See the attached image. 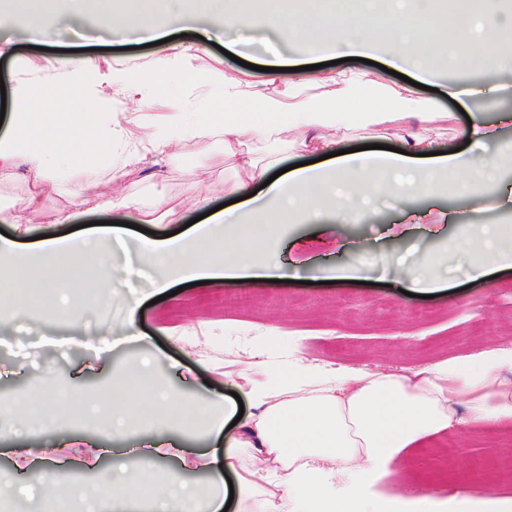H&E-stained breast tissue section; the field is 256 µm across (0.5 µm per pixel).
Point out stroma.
Returning a JSON list of instances; mask_svg holds the SVG:
<instances>
[{
    "instance_id": "obj_1",
    "label": "stroma",
    "mask_w": 512,
    "mask_h": 512,
    "mask_svg": "<svg viewBox=\"0 0 512 512\" xmlns=\"http://www.w3.org/2000/svg\"><path fill=\"white\" fill-rule=\"evenodd\" d=\"M62 0H35V10L56 16L57 25L33 39L26 28L0 32V83L6 102L20 94L47 100L49 111L77 112L79 123L68 136L78 146V158L56 185L35 184L24 169L0 170V230L17 241L68 234L57 223L62 211H75L85 187L98 183L102 192H119L134 201L130 210L84 214L82 224L124 221L127 239L135 227L147 223L156 237L181 229L204 212L195 203L200 180L213 183L211 206L235 199L241 172L224 146V138L203 133L182 142L178 160L147 154L137 168L113 180L108 157L97 155L87 139L98 123L96 107L69 97L64 85L77 80L89 94L111 98L118 122L132 119L139 138L152 136L169 113L194 112L207 122L210 112H240L244 106L225 101L220 93L225 78L240 81L246 91L274 95L291 80L288 72H262L269 59L271 29L253 30L250 43L240 45L239 60L224 53L233 38L220 21L194 16L189 0H154V13L167 17L178 38L155 46L131 41L121 44L99 29L87 28L85 11L66 9ZM203 31L193 41L191 30ZM194 45L191 75L167 74L165 93L143 82L156 61ZM123 71L126 86L113 92L108 83L113 71ZM443 118L428 123L425 133L437 150L466 148L458 131L467 119L452 99L434 91ZM300 130L286 131L279 139L256 134L245 148L256 158L278 159L280 167L314 160L303 150ZM41 189L43 207L31 222L15 225L25 200ZM512 188V168L499 182L475 188L468 198L453 192L408 195L383 201L359 223L339 224L323 215L307 224H291L274 234L249 227L251 239L266 238L267 250L287 272L277 283L224 280L206 287H190L156 304H148L152 282L161 271L151 265L118 274L112 281L98 278L93 268L77 274L70 289L78 324L58 344L46 342L16 311L7 297L10 277L0 272V396L34 392L42 381L72 386L70 404L99 397L106 388L123 382L127 370L148 362L158 383L175 390L190 403L232 402L240 371L263 379L270 366L285 365L293 353L324 369L362 368L374 372L410 375L446 361L467 362L490 350L512 349V267L489 264L485 277L472 280L467 273L474 260L467 253L452 254L450 242L467 236L470 225L494 224L512 232V209L499 206L501 194ZM409 268H432L445 280L430 298L402 293L403 278L397 260ZM362 265V283L334 279L339 267ZM297 282H290V275ZM134 323L142 338L117 343L123 326ZM460 416L468 414L458 403ZM459 452L452 462L454 477L433 487L431 471L439 446L421 449L402 458L394 472L375 486L377 496L425 497L433 512H469L471 496L486 492L512 502V483L490 471L472 466L479 454H512V422L496 432L467 421L451 435ZM222 441L204 431L166 420L133 419L119 436H105L100 422L80 415L63 427H45L20 439L9 423L0 424V496L14 512L23 503L17 483L32 474L16 465L17 454L45 459L62 483L100 481L113 466L135 468L140 453L152 451L159 470H181L189 483L207 486L211 460L222 457Z\"/></svg>"
}]
</instances>
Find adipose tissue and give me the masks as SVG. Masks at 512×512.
<instances>
[{
    "label": "adipose tissue",
    "instance_id": "obj_1",
    "mask_svg": "<svg viewBox=\"0 0 512 512\" xmlns=\"http://www.w3.org/2000/svg\"><path fill=\"white\" fill-rule=\"evenodd\" d=\"M193 9L222 20L228 28L248 18L222 0H193ZM377 13L386 15V23L366 25V16ZM248 19L275 30L280 45L272 61L276 67L296 66L288 46L313 43L339 57H383L386 65L414 71L419 82L443 85L452 99L500 92L495 85L443 84L442 73L455 58H464L477 71L512 70L511 50L486 47L490 38L512 29V15L503 10L502 0H480L472 9L455 5L440 17L430 0H354L351 10L331 20L309 13L286 18L255 14ZM433 42L450 43L452 56L433 57ZM287 97L296 99L294 109L284 107ZM256 104L277 117L265 128L266 136L304 128L317 151L330 155L329 164L295 168L258 192L253 184L264 180L265 168L251 153L237 154L243 177L236 191L245 198L243 208L210 215L188 238L137 240L141 257L162 267L158 291L184 280L282 278L281 267L264 249L241 236L246 225L303 224L323 212L337 223L350 224L368 205L408 192L428 195L452 187L459 195H470L472 187L497 180L504 166H512V151L507 149L481 159L463 152L435 154L422 130L440 117L437 100L409 86L392 89L365 69L322 73L311 82L292 80L282 96H263ZM13 108V131L0 138V170L22 167L35 181H59L73 161L65 129L47 127L35 99H16ZM347 125L399 127L402 150L339 154L338 141L321 132ZM200 128L193 113H170L150 139V150L175 153L177 140L194 137ZM108 236L103 230L92 239L52 237L34 249L0 238V258H8L24 288L57 287V260L62 255L95 266L98 277L108 279L113 269L99 261V243ZM475 243L483 245L484 255L472 268L474 276H484L493 262L512 264L511 235L475 224L458 248L466 252ZM127 382L135 402L113 401V424L123 425L143 410L225 435L224 470L213 477L207 493L196 492L178 471L159 473L147 460L139 469L113 473V484L124 489L126 498L149 501L152 512H223L230 496L228 477L239 476L247 462L256 460L272 464L274 475L271 487L257 489V512H274L279 499L289 512H359L364 491L388 475L395 462L454 428L459 396H466L473 422L492 429L512 419V350L486 352L464 364L440 363L410 376L364 369L325 375L298 357L287 371L250 383L247 396L254 412L232 433L225 430L226 420L211 415L208 405L157 391L148 370L132 372ZM9 406L16 414L13 433L18 437L69 416L68 408L49 396L34 403L13 399ZM336 467L349 473L347 486L340 490L329 481Z\"/></svg>",
    "mask_w": 512,
    "mask_h": 512
}]
</instances>
